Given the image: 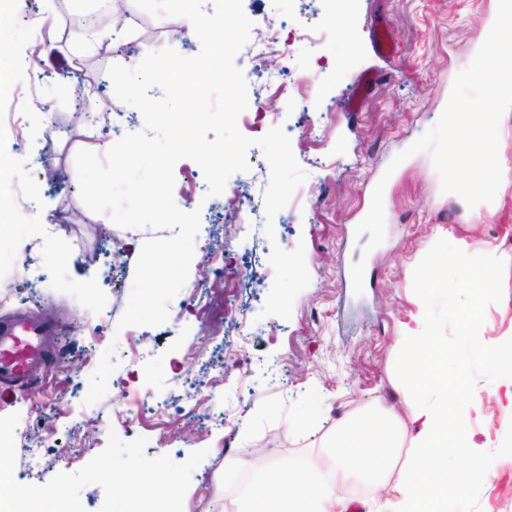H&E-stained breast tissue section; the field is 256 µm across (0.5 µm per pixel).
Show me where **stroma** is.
<instances>
[{
    "label": "stroma",
    "mask_w": 512,
    "mask_h": 512,
    "mask_svg": "<svg viewBox=\"0 0 512 512\" xmlns=\"http://www.w3.org/2000/svg\"><path fill=\"white\" fill-rule=\"evenodd\" d=\"M38 29L14 12L0 16V56L9 60L6 88L15 111H26L19 131L0 128V188L7 190L24 238L11 247L18 261L0 266V321L25 311L42 319L56 306L55 323L70 330L62 366L36 378V396L0 391V416L19 413L15 430V479L42 484L59 472L83 467L110 435L147 440V456L167 454L181 462L207 449L212 465L194 470L183 512H237V492L221 476L233 462L245 472L294 456L317 471L327 469L324 444L339 419L368 408L391 409L408 419L412 405L394 372L404 326L415 323L413 271L439 239L476 255L495 250L507 263L504 299L489 304L481 341L495 345L512 334V111L503 117L499 154L508 174L493 202L469 209L441 190L429 153L386 168L396 154L432 127L449 98L455 76L470 65L496 17L497 0H356L341 15L326 45L292 44L290 73L260 67L236 56L240 69H256L253 88L271 104L259 121L282 127L306 181L274 217L267 238L264 192L270 167L261 150L248 152L251 169L233 174L228 186L242 190L248 205L237 233L224 196L207 197L204 176H176L174 192L201 209L206 237L196 240L190 277L207 267V308H186V292L169 304L158 326L118 328L143 242L167 230L116 226L90 211L79 196L75 154L93 137L105 156L121 136L143 129L140 112L114 100L112 119L96 130L103 96L112 95L111 64L129 65L118 46L140 53L165 47L186 57L201 44L177 17H153L137 6L113 31L105 53L60 34L75 19L97 13L95 0H31ZM320 0H243L255 27L272 20L283 34L326 22ZM397 43L389 59L375 56L374 26ZM50 52L36 60L26 51L33 36ZM379 78L359 111H351L364 74ZM47 111L24 110L27 94ZM385 181V239L364 252L356 226L369 212L371 192ZM286 250L304 244L311 281L296 298L290 319L261 317L274 271L272 244ZM122 251L121 262L112 254ZM364 261V290L354 294L351 266ZM491 381L477 379L469 427L482 450L497 449L512 412L497 401ZM142 407L134 427L124 420L130 405ZM307 424L299 416L308 405ZM39 449L37 461L29 449ZM481 512H512V457L479 494Z\"/></svg>",
    "instance_id": "1"
}]
</instances>
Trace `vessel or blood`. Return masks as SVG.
Returning <instances> with one entry per match:
<instances>
[{"label":"vessel or blood","mask_w":512,"mask_h":512,"mask_svg":"<svg viewBox=\"0 0 512 512\" xmlns=\"http://www.w3.org/2000/svg\"><path fill=\"white\" fill-rule=\"evenodd\" d=\"M57 327L18 314L0 323V388L28 384L34 372L53 368Z\"/></svg>","instance_id":"1"}]
</instances>
